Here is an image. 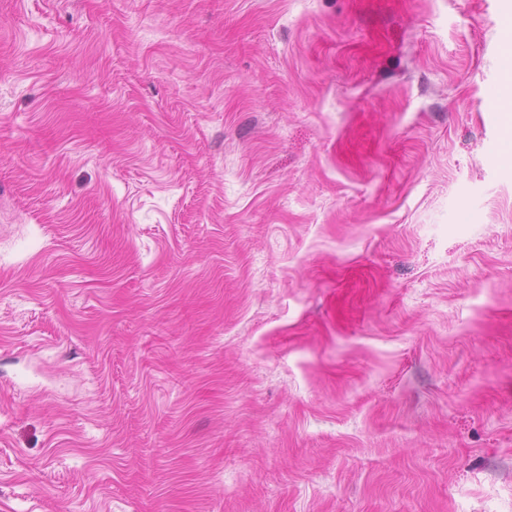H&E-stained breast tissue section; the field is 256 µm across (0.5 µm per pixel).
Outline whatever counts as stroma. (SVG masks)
Here are the masks:
<instances>
[{
  "instance_id": "stroma-1",
  "label": "stroma",
  "mask_w": 512,
  "mask_h": 512,
  "mask_svg": "<svg viewBox=\"0 0 512 512\" xmlns=\"http://www.w3.org/2000/svg\"><path fill=\"white\" fill-rule=\"evenodd\" d=\"M505 0H0V512H512Z\"/></svg>"
}]
</instances>
